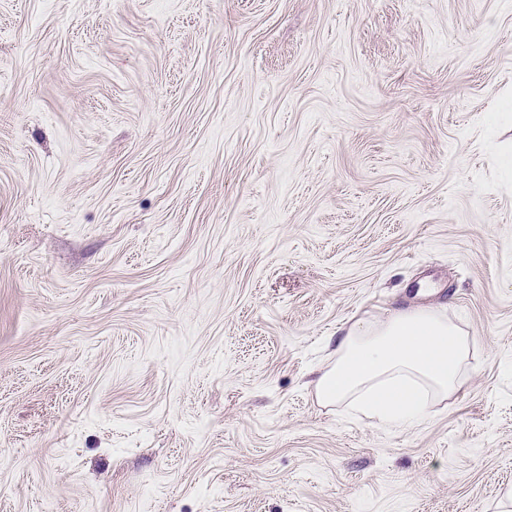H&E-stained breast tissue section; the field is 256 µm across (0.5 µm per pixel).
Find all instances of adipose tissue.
<instances>
[{"label": "adipose tissue", "mask_w": 512, "mask_h": 512, "mask_svg": "<svg viewBox=\"0 0 512 512\" xmlns=\"http://www.w3.org/2000/svg\"><path fill=\"white\" fill-rule=\"evenodd\" d=\"M473 344L463 327L429 308L361 319L337 338L336 359L316 395L382 423L416 424L436 399L457 391Z\"/></svg>", "instance_id": "adipose-tissue-1"}]
</instances>
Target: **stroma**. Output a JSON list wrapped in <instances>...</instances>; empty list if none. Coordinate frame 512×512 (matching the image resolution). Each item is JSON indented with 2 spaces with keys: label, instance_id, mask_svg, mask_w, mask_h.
<instances>
[{
  "label": "stroma",
  "instance_id": "obj_1",
  "mask_svg": "<svg viewBox=\"0 0 512 512\" xmlns=\"http://www.w3.org/2000/svg\"><path fill=\"white\" fill-rule=\"evenodd\" d=\"M474 338L411 426L328 340ZM512 0H0V512H503ZM473 344L463 327L429 308L360 319L336 339V360L319 378L316 395L378 422L420 423L436 399L457 391Z\"/></svg>",
  "mask_w": 512,
  "mask_h": 512
}]
</instances>
